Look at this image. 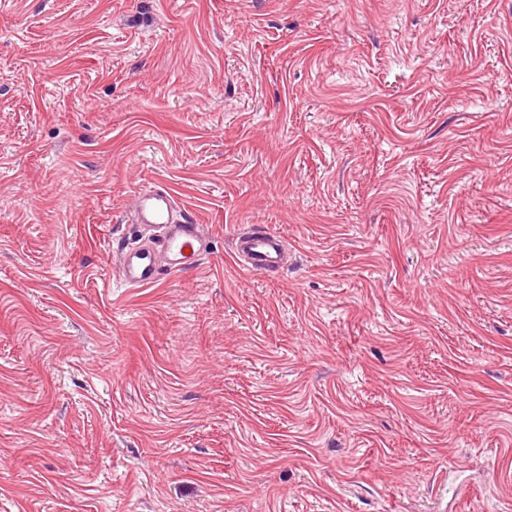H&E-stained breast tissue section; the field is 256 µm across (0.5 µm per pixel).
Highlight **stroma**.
<instances>
[{"label":"stroma","mask_w":512,"mask_h":512,"mask_svg":"<svg viewBox=\"0 0 512 512\" xmlns=\"http://www.w3.org/2000/svg\"><path fill=\"white\" fill-rule=\"evenodd\" d=\"M0 512H512V0H0ZM175 212V198L168 188L150 186L137 193L134 223L155 233L147 241L122 248L120 270L127 287L142 288L157 281L159 254L173 273L200 265L206 251L201 225L186 217L177 220ZM232 251L252 272L278 271L286 261L282 238L272 229L238 235L232 242Z\"/></svg>","instance_id":"1"}]
</instances>
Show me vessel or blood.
Masks as SVG:
<instances>
[{
  "instance_id": "1",
  "label": "vessel or blood",
  "mask_w": 512,
  "mask_h": 512,
  "mask_svg": "<svg viewBox=\"0 0 512 512\" xmlns=\"http://www.w3.org/2000/svg\"><path fill=\"white\" fill-rule=\"evenodd\" d=\"M134 221L150 228L153 235L147 241L122 248L120 270L126 286H150L164 268L179 273L199 266L206 251L201 227L195 220L176 218L175 198L169 189H140L135 198ZM232 251L252 272L277 271L285 264L282 238L271 229L238 235L232 242Z\"/></svg>"
}]
</instances>
